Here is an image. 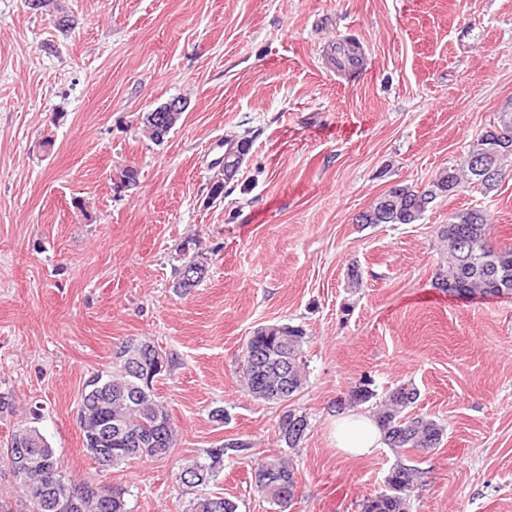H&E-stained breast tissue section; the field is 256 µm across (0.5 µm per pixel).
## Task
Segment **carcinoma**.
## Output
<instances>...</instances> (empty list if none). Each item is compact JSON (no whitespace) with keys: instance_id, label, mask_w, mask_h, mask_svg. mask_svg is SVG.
Wrapping results in <instances>:
<instances>
[{"instance_id":"obj_1","label":"carcinoma","mask_w":512,"mask_h":512,"mask_svg":"<svg viewBox=\"0 0 512 512\" xmlns=\"http://www.w3.org/2000/svg\"><path fill=\"white\" fill-rule=\"evenodd\" d=\"M181 113L171 112L163 126L153 124L143 117V130L157 143H161L177 125ZM249 151V140L228 136L224 139V166L221 178L211 188L212 196L224 192V184L234 180L244 156ZM490 158L497 177L481 181L473 170L477 157ZM512 158V103L504 105L498 115L497 125L480 135L470 145L463 161L440 169L429 184L421 190L411 186H396L381 194L366 211L357 217L359 224H417L439 197H446L461 188L476 184L490 191L504 176L502 164ZM489 214L479 208L467 209L448 218L439 230L440 251L444 257L436 274L438 287L460 296L472 294L495 296L512 293V246H498L489 237ZM288 340L281 339L279 330L264 325L253 331L243 349L238 367L240 382L255 398L269 401L274 390L285 384L287 398H292L304 388L307 365L304 345L307 332L301 325H290L286 330ZM146 347L150 351L149 366L139 373L132 372L122 357L114 358L112 370L93 375L85 390L107 387V397L90 406L80 402L77 423L82 432L83 446L90 455L95 448L112 449L111 468H121L132 461L166 456L174 448L176 432L165 405L145 386L153 378L152 364L159 361L163 371L171 370L172 358L146 339L130 337L119 342ZM378 398L374 418L383 434L385 445L397 456L386 477L388 489L370 496L360 504L361 512H407L410 493L421 478L415 460L407 457L410 452L425 453L437 448L443 438V428L431 417L408 414L416 403L419 392L411 384L399 385L377 397L371 382L364 380L336 402L340 410L357 407ZM112 420V441L97 439L91 443V432L99 421ZM308 420L303 414L288 412V420H279L280 440L295 448L304 439ZM241 442L227 443L205 451L202 459L189 460L181 468L180 480L199 486L209 482L224 462L226 450L243 448ZM17 481L18 493L28 503V512H51L47 493L37 481L38 470H57L58 485L73 489L89 486V481H76L60 470L55 451L35 426H20L11 435L5 448L0 450ZM266 479L254 483L256 491L279 508L286 510L283 494L297 492V478L292 462L281 455H269L255 466ZM112 493V512H127L124 495L119 485H102ZM186 512H237V504L222 496L200 497L189 502Z\"/></svg>"}]
</instances>
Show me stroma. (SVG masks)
Masks as SVG:
<instances>
[{
	"mask_svg": "<svg viewBox=\"0 0 512 512\" xmlns=\"http://www.w3.org/2000/svg\"><path fill=\"white\" fill-rule=\"evenodd\" d=\"M345 37L362 50L352 75L328 59ZM175 97L164 142L143 135ZM510 100L512 0H0V445L36 425L66 475L127 488L129 512L212 495L277 512L251 482L277 453L296 467L289 512H360L396 456L339 452L336 402L364 378L379 394L409 383L412 413L444 427L415 457L409 512H512V293L434 285L451 214L485 209L491 240L512 245V162L494 190L436 199L419 223L355 221L455 164ZM231 134L250 148L216 198ZM194 255L207 273L177 291ZM275 323L308 333L307 383L285 405L237 378L248 337ZM129 336L173 358L155 392L177 440L105 471L76 412ZM289 409L309 422L294 448L278 435ZM231 439L247 448L214 481L181 483L186 460ZM185 103L181 99H171L162 106L154 109L149 113V117L154 123H158V118L161 112H171L163 126L159 127L153 124L150 119L145 115L142 119L143 130L149 137L157 143H161L169 135L170 131L177 125L180 120L181 111H184Z\"/></svg>",
	"mask_w": 512,
	"mask_h": 512,
	"instance_id": "35a3bbf8",
	"label": "stroma"
}]
</instances>
